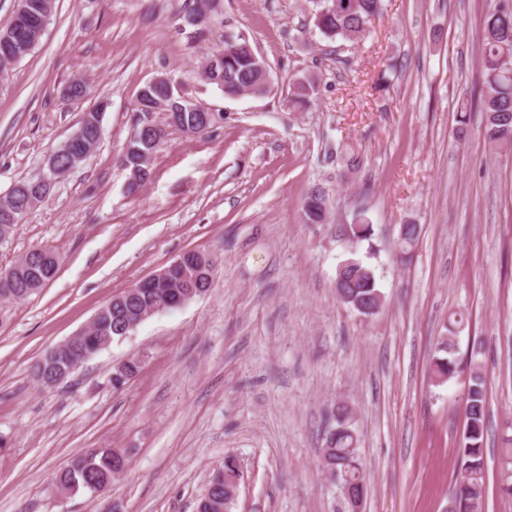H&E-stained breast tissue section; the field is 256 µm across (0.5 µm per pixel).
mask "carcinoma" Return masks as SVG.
Returning a JSON list of instances; mask_svg holds the SVG:
<instances>
[{"label":"carcinoma","mask_w":512,"mask_h":512,"mask_svg":"<svg viewBox=\"0 0 512 512\" xmlns=\"http://www.w3.org/2000/svg\"><path fill=\"white\" fill-rule=\"evenodd\" d=\"M315 26L327 39L349 42L362 40L373 20L383 13L382 0H317ZM223 59L217 64L218 89L228 96L240 94L263 95L268 92L265 61L252 48L242 34L225 38L224 44L206 57L217 55ZM482 87L478 92L480 111L485 114L484 136L499 152L512 153V6L497 3L484 17L482 27V52L479 60ZM473 106L461 102L457 109L456 132L464 138L470 130ZM168 136L160 129L159 138L135 140L127 138L118 156V163L144 186L151 178L150 164L141 160L150 157ZM16 200L6 212L0 214V247L9 243L14 227L22 222L32 209L29 198L48 192L26 178L15 182ZM329 196L320 186L311 189L302 204L301 218L306 224H321L328 215ZM372 236L371 224L365 220L349 226V241L361 242ZM61 255L45 247L42 254H25L8 267H0V310L22 302L38 293L52 281L61 267ZM220 265L215 257L201 263L192 251H185L166 266L167 274L158 278L154 287L137 289L136 294L122 303H107L96 313L95 333L89 338L72 342L61 341L46 351L35 363L33 377L45 389L55 388L59 378L71 375L76 367L100 353L123 336L128 322L150 309H172L168 300L182 292L195 290L199 295L209 292ZM334 288L337 299L356 313L371 318L382 308L383 299L376 288L371 267L359 259H348L336 268ZM461 321L449 322L448 335L437 340L435 357L431 365L432 379L441 384L462 372L460 363L451 357L454 349L455 330ZM470 384L464 405L466 430L464 444L456 461V488L453 496L457 512H481L485 492L484 437L487 434V394L485 371L479 360L472 357L466 363ZM352 409L345 402L336 404V425L327 431L321 451L322 468L337 473L341 486L356 498L367 494L366 472L358 453V436L351 421ZM128 458L111 448H97L77 453L56 476V484L63 492L80 489L96 493L108 486L113 473L127 469ZM231 469V462L224 460L211 478L204 494L197 500L196 512H224V470Z\"/></svg>","instance_id":"carcinoma-1"}]
</instances>
